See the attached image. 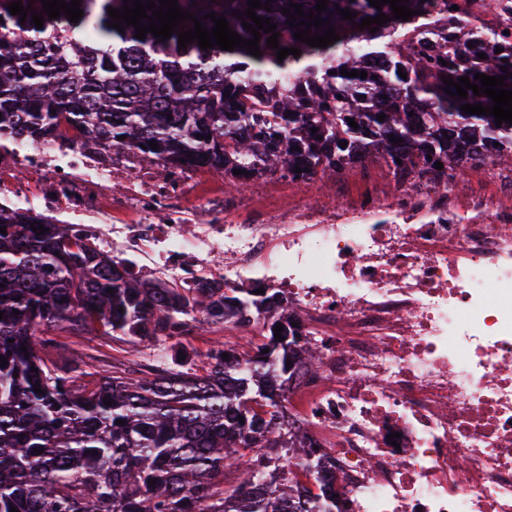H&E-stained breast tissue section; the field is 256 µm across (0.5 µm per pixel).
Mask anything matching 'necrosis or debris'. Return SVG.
<instances>
[{
	"mask_svg": "<svg viewBox=\"0 0 512 512\" xmlns=\"http://www.w3.org/2000/svg\"><path fill=\"white\" fill-rule=\"evenodd\" d=\"M119 173L126 223L106 196ZM486 182L228 224L197 186L118 171L75 135L0 142L4 203L67 216L180 282L285 293L324 350L300 419L352 512H512V174L490 166Z\"/></svg>",
	"mask_w": 512,
	"mask_h": 512,
	"instance_id": "obj_1",
	"label": "necrosis or debris"
}]
</instances>
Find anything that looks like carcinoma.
<instances>
[{
    "label": "carcinoma",
    "instance_id": "carcinoma-1",
    "mask_svg": "<svg viewBox=\"0 0 512 512\" xmlns=\"http://www.w3.org/2000/svg\"><path fill=\"white\" fill-rule=\"evenodd\" d=\"M11 2L0 0V139L73 131L164 173L222 171L234 186L268 173L306 181L380 159L394 176L415 173L439 189L450 170L512 162V124L460 110L491 108L492 99L444 91L446 78L467 76L479 86L477 73L500 77L503 66L512 73V0H408L419 14L407 21L394 19L387 4L379 11L369 0H327L320 16L329 23L311 27L321 35L335 28L340 40L325 48L293 38L297 29L283 15L293 2L305 21L316 0H273L255 14L277 25L279 47L301 50L282 61L265 33L259 57L240 47L202 50L196 41L180 50L175 34L136 39L132 25L106 26L108 8L120 10L124 0H81L76 23L63 13L51 21L41 0H22L32 6L23 24ZM178 4L204 18L205 29H213V12L253 39L233 15L245 14L248 0ZM489 8L494 26L482 22ZM380 13L391 21L374 33L359 28ZM469 41L501 51L466 58ZM343 68L367 77L343 76ZM33 222L46 233L32 231ZM0 227V356L8 359L0 367V512H348L331 460L288 422L285 391L317 374L322 357L318 344L295 339L297 319L282 293L206 277L171 287L135 274L71 224L2 205ZM253 319L273 344L274 326L284 327L287 341L270 364L255 359L256 344L242 352L234 341L210 349L202 375L163 356L147 375L104 371L86 381L81 358L59 366L43 356L48 335L68 327L183 349L206 325L235 329ZM270 440L288 453L245 462L238 484L224 491V469Z\"/></svg>",
    "mask_w": 512,
    "mask_h": 512
}]
</instances>
